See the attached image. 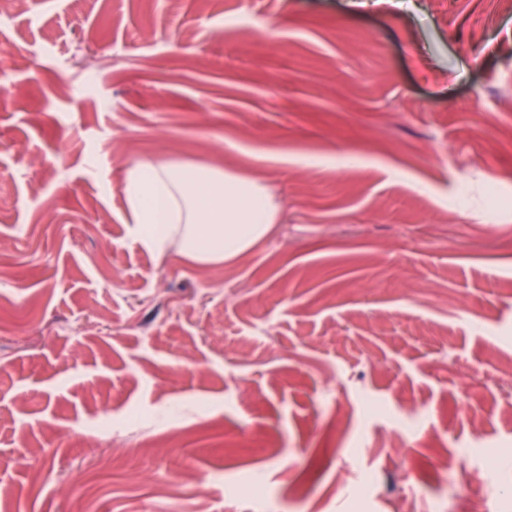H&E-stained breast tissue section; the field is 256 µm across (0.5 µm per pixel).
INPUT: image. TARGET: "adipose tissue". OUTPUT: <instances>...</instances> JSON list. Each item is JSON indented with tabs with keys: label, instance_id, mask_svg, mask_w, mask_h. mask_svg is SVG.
Returning a JSON list of instances; mask_svg holds the SVG:
<instances>
[{
	"label": "adipose tissue",
	"instance_id": "ef3b65f1",
	"mask_svg": "<svg viewBox=\"0 0 512 512\" xmlns=\"http://www.w3.org/2000/svg\"><path fill=\"white\" fill-rule=\"evenodd\" d=\"M132 240L157 255L172 245L198 263H223L279 220L268 186L211 166L142 161L124 181Z\"/></svg>",
	"mask_w": 512,
	"mask_h": 512
}]
</instances>
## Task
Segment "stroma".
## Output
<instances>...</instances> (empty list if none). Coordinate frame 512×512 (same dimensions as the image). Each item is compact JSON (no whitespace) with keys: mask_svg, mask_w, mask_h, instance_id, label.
<instances>
[{"mask_svg":"<svg viewBox=\"0 0 512 512\" xmlns=\"http://www.w3.org/2000/svg\"><path fill=\"white\" fill-rule=\"evenodd\" d=\"M0 36V512H459V454L512 512L511 7L9 0ZM144 160L279 221L146 252Z\"/></svg>","mask_w":512,"mask_h":512,"instance_id":"stroma-1","label":"stroma"}]
</instances>
